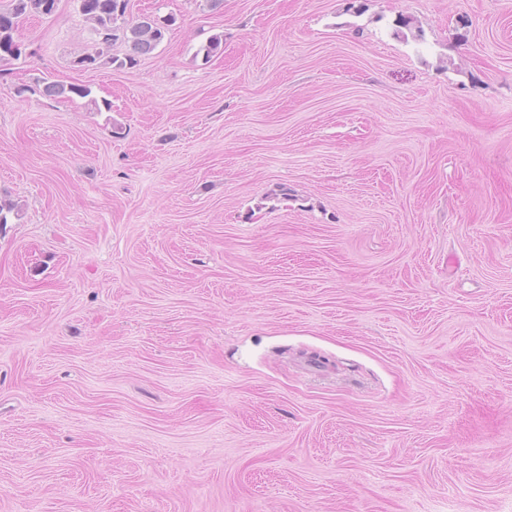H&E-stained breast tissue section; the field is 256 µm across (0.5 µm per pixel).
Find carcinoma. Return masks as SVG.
Masks as SVG:
<instances>
[{"label": "carcinoma", "mask_w": 512, "mask_h": 512, "mask_svg": "<svg viewBox=\"0 0 512 512\" xmlns=\"http://www.w3.org/2000/svg\"><path fill=\"white\" fill-rule=\"evenodd\" d=\"M79 11L98 36L97 49L91 54L79 57L76 65L80 68H97L103 65H115L119 68L134 66L137 57L152 52L164 39L169 27L174 24L171 17H154L144 15L135 20L126 19L129 0H78ZM57 0H10L7 8H0V61L7 58L17 59L21 51L13 49L17 44L14 33L19 24L27 17L34 15H51L56 11ZM129 46V53L124 58L109 54L110 47L117 41ZM224 35H212L200 48L203 60L210 58L222 50ZM48 95L63 96L72 94L79 98L91 95L86 85L71 84L64 86L48 83L44 87Z\"/></svg>", "instance_id": "carcinoma-1"}]
</instances>
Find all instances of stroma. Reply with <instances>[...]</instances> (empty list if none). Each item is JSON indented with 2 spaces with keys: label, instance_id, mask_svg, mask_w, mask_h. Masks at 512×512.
Masks as SVG:
<instances>
[{
  "label": "stroma",
  "instance_id": "obj_1",
  "mask_svg": "<svg viewBox=\"0 0 512 512\" xmlns=\"http://www.w3.org/2000/svg\"><path fill=\"white\" fill-rule=\"evenodd\" d=\"M144 14L0 78V512H512V0ZM77 1L80 13L92 25L99 38L94 53L81 56L75 61L78 67L84 69L103 65H116L118 68L134 66L137 57L152 52L175 22L172 17L158 18L152 15L127 20L129 0ZM119 40L129 46V53L123 59L109 54L110 47Z\"/></svg>",
  "mask_w": 512,
  "mask_h": 512
}]
</instances>
